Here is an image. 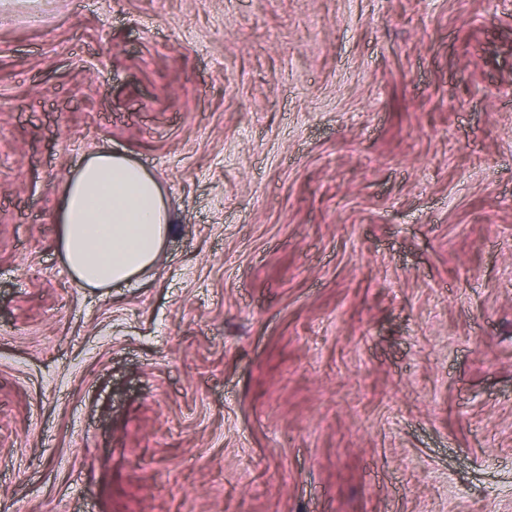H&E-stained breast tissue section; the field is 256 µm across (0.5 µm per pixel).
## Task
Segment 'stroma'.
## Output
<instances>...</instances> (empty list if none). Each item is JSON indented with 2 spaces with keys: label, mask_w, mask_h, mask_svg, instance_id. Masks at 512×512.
<instances>
[{
  "label": "stroma",
  "mask_w": 512,
  "mask_h": 512,
  "mask_svg": "<svg viewBox=\"0 0 512 512\" xmlns=\"http://www.w3.org/2000/svg\"><path fill=\"white\" fill-rule=\"evenodd\" d=\"M0 512H512V0H0ZM58 249L80 288L130 285L157 269L174 229L159 180L119 152L85 158L62 187Z\"/></svg>",
  "instance_id": "obj_1"
}]
</instances>
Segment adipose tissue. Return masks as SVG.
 I'll return each mask as SVG.
<instances>
[{
	"instance_id": "obj_1",
	"label": "adipose tissue",
	"mask_w": 512,
	"mask_h": 512,
	"mask_svg": "<svg viewBox=\"0 0 512 512\" xmlns=\"http://www.w3.org/2000/svg\"><path fill=\"white\" fill-rule=\"evenodd\" d=\"M56 222L58 249L81 288L137 283L157 269L174 229L159 180L109 149L94 152L68 176Z\"/></svg>"
}]
</instances>
